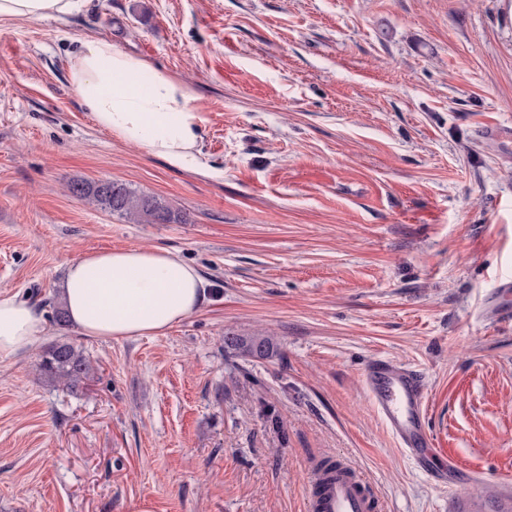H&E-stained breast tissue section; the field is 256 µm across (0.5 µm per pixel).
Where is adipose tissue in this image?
Returning <instances> with one entry per match:
<instances>
[{"instance_id":"obj_1","label":"adipose tissue","mask_w":512,"mask_h":512,"mask_svg":"<svg viewBox=\"0 0 512 512\" xmlns=\"http://www.w3.org/2000/svg\"><path fill=\"white\" fill-rule=\"evenodd\" d=\"M80 0H0V19L58 20ZM69 79L94 122L125 145L170 166L205 169L201 116L181 80L106 39L82 43ZM200 272L163 248L84 254L65 264L62 300L82 336L130 339L161 334L193 315L204 299ZM50 330L36 307L0 292V363L28 356Z\"/></svg>"}]
</instances>
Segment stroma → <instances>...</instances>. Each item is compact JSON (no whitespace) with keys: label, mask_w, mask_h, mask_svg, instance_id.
<instances>
[{"label":"stroma","mask_w":512,"mask_h":512,"mask_svg":"<svg viewBox=\"0 0 512 512\" xmlns=\"http://www.w3.org/2000/svg\"><path fill=\"white\" fill-rule=\"evenodd\" d=\"M84 38L191 87L206 174L95 124L69 81ZM100 179L189 221L67 190ZM133 247L196 267L201 306L135 339L52 323L94 368L73 392L36 356L0 366V512H308L327 457L384 512L512 503V0H81L0 21V290L51 320L65 261ZM379 357L426 378L432 470L367 399ZM68 190L72 196L87 204L107 209L131 223H186L184 215L173 210L164 200L137 193L118 181L72 182L68 185ZM224 341L229 350L248 358L264 360L278 354L277 344L271 336L232 334L225 336Z\"/></svg>","instance_id":"35a3bbf8"}]
</instances>
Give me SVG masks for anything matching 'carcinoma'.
I'll return each mask as SVG.
<instances>
[{
  "label": "carcinoma",
  "instance_id": "1",
  "mask_svg": "<svg viewBox=\"0 0 512 512\" xmlns=\"http://www.w3.org/2000/svg\"><path fill=\"white\" fill-rule=\"evenodd\" d=\"M72 196L89 205L107 209L131 223L182 224L186 218L172 209L164 200L140 194L124 183L100 180L94 183L72 182L68 185ZM228 349L253 359H269L278 354L271 336L232 334L225 337ZM93 369L91 360L71 342H55L36 363L40 379L50 386L61 385L77 389Z\"/></svg>",
  "mask_w": 512,
  "mask_h": 512
}]
</instances>
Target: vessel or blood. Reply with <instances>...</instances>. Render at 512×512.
Listing matches in <instances>:
<instances>
[{"label": "vessel or blood", "mask_w": 512, "mask_h": 512, "mask_svg": "<svg viewBox=\"0 0 512 512\" xmlns=\"http://www.w3.org/2000/svg\"><path fill=\"white\" fill-rule=\"evenodd\" d=\"M365 384L372 406L405 453L415 457L432 447L426 429L428 386L419 370L377 359L365 373ZM312 507L314 512H379L381 504L362 473L342 463L325 479Z\"/></svg>", "instance_id": "obj_1"}]
</instances>
